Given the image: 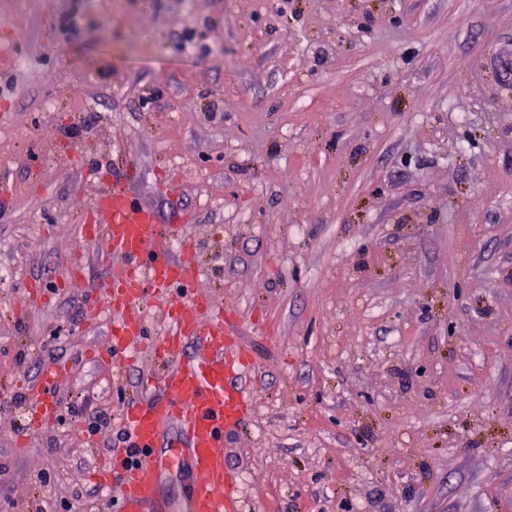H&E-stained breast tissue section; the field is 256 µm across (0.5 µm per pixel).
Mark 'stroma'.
Instances as JSON below:
<instances>
[{
	"label": "stroma",
	"instance_id": "obj_1",
	"mask_svg": "<svg viewBox=\"0 0 512 512\" xmlns=\"http://www.w3.org/2000/svg\"><path fill=\"white\" fill-rule=\"evenodd\" d=\"M6 76L0 512H117L95 472L143 371L87 356L108 268L80 229L116 174L255 359L243 512H512V0H0ZM50 363L61 419L31 430Z\"/></svg>",
	"mask_w": 512,
	"mask_h": 512
}]
</instances>
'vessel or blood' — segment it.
Segmentation results:
<instances>
[{"mask_svg":"<svg viewBox=\"0 0 512 512\" xmlns=\"http://www.w3.org/2000/svg\"><path fill=\"white\" fill-rule=\"evenodd\" d=\"M93 214L83 232L88 240L101 237L107 243L109 278L100 300L111 320L108 344L95 357L124 363L129 351H136L149 381L156 378L153 366L168 364L159 377L161 394L124 407L128 444L112 451L120 465L99 469L96 478L112 488L119 512H239L240 500L225 464L224 436L241 429L253 410L243 381L253 373L254 363L225 323L223 304L197 292L201 269L172 253L174 228L162 223L155 209L138 203L116 182L97 194ZM176 289L186 296L174 304L168 296ZM148 296L164 316L165 328L157 335L150 333L142 307ZM190 343L196 346L190 359L169 363L171 354ZM66 371L63 365H46L28 384L31 427L56 419L54 392ZM172 427L178 433L187 484L181 499L163 504L158 488L170 460L161 446Z\"/></svg>","mask_w":512,"mask_h":512,"instance_id":"obj_1","label":"vessel or blood"}]
</instances>
